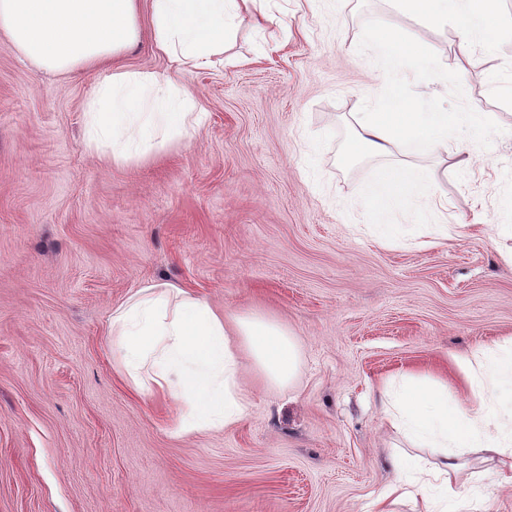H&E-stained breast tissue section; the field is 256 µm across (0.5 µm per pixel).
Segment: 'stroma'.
Returning <instances> with one entry per match:
<instances>
[{
  "label": "stroma",
  "instance_id": "stroma-1",
  "mask_svg": "<svg viewBox=\"0 0 512 512\" xmlns=\"http://www.w3.org/2000/svg\"><path fill=\"white\" fill-rule=\"evenodd\" d=\"M210 68L176 79L203 120L148 161L82 147L97 69L65 75L0 36V512H369L392 454L436 462L384 413L409 371L467 400L457 359L512 339V0L487 33L424 24L389 0H271ZM426 45L393 75L377 27ZM400 108L482 112L448 149L345 150L392 80ZM404 161L432 183L421 220L379 240L364 188ZM163 282L297 343L294 383L239 352L236 425L174 435L171 398L133 393L112 361V310Z\"/></svg>",
  "mask_w": 512,
  "mask_h": 512
}]
</instances>
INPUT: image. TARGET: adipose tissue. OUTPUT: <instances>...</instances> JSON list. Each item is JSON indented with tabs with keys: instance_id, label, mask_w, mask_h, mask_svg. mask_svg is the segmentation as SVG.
<instances>
[{
	"instance_id": "adipose-tissue-1",
	"label": "adipose tissue",
	"mask_w": 512,
	"mask_h": 512,
	"mask_svg": "<svg viewBox=\"0 0 512 512\" xmlns=\"http://www.w3.org/2000/svg\"><path fill=\"white\" fill-rule=\"evenodd\" d=\"M258 0H0V34L26 59L60 73L99 68L104 78L88 103L84 149L109 152L113 163L151 158L175 140L190 135L196 104L168 74L133 70L121 63L127 51L150 30L156 48L171 62L189 69L210 67L243 15ZM405 15L436 23L462 17L464 41L480 37L487 15L479 0H393ZM149 28H142V16ZM394 70L420 68L431 60L420 44L396 43L388 29L369 35ZM478 136L484 116L475 112L388 110L367 113L347 156L367 150L387 152L405 142L421 155L438 153L449 123ZM431 182L423 170L404 165L381 167L365 188L376 216L379 239L397 236L390 217L413 209L428 197ZM112 354L126 385L134 392L159 390L178 402L176 434L225 428L238 423L250 400L238 385L241 340L260 373L284 385L297 376L298 345L287 327L259 314L229 317L189 292L171 302L158 285H144L112 311ZM470 402L452 405L444 387L410 375L387 410L394 424L414 441L441 449L440 461L426 470V482L391 484L378 500L377 512H395L406 498L423 495L421 512H439L440 503L455 506L462 494L461 466L455 451L479 448L512 454V408L503 409L501 394L512 391V344L484 347L459 360Z\"/></svg>"
}]
</instances>
